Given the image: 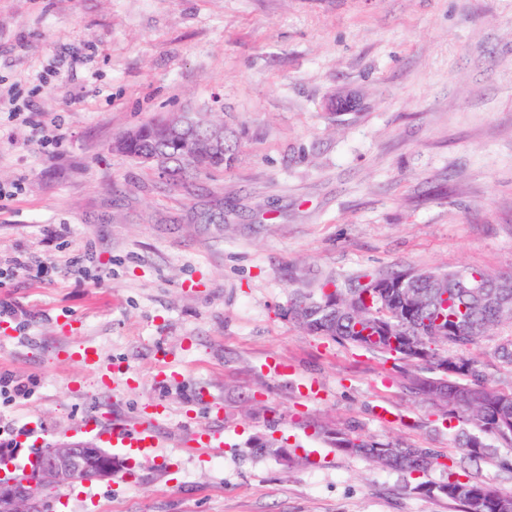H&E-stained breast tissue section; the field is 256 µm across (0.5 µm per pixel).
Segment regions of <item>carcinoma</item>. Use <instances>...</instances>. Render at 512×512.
Instances as JSON below:
<instances>
[{
    "label": "carcinoma",
    "instance_id": "cac0c4a2",
    "mask_svg": "<svg viewBox=\"0 0 512 512\" xmlns=\"http://www.w3.org/2000/svg\"><path fill=\"white\" fill-rule=\"evenodd\" d=\"M240 149L237 131L225 130L224 150L205 152L186 164L180 158L175 134L165 119L151 120L137 129V135L126 143L122 155L141 162L145 155L165 153L169 156V184L184 192H191L192 181L202 175L222 172L236 162ZM475 272L486 284L481 296L464 295L457 288L446 287L454 282L458 271L434 269L442 277L445 287L436 293L446 298H434L428 284L421 278L411 281V289L397 284L406 274L404 270L391 271L380 276L389 287L381 289L378 297L372 288L335 287L321 291L317 298L300 294L291 299L289 313L307 333L328 336L349 343L383 357L416 364H427L422 370L408 373L410 388L436 404L458 409L456 418L465 425L461 435L463 447L471 455L484 452L495 440L512 447V392L504 393L487 387L484 375L475 362L464 357L448 355V348L464 350L490 335L494 330L508 328L499 336L497 354L500 361L512 366V308H503L495 302L499 296L512 297V274L494 275L481 269L462 268ZM414 291L424 296L415 309L404 305L405 295ZM391 320L397 332L413 338L422 352L413 356L399 345H392L376 326L384 319ZM446 365L457 379L445 380L439 367ZM336 448L352 455L365 457L378 466L412 475L427 476L437 457L426 448L402 447L396 443L364 438L347 429L325 431ZM259 453L274 457L288 466L295 459L282 454L273 438L256 443ZM412 490L429 497H443L455 503L460 512H512V493L502 492L472 476L448 472L446 479L435 482L424 480Z\"/></svg>",
    "mask_w": 512,
    "mask_h": 512
}]
</instances>
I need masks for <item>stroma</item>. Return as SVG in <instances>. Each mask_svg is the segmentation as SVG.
Masks as SVG:
<instances>
[{
  "mask_svg": "<svg viewBox=\"0 0 512 512\" xmlns=\"http://www.w3.org/2000/svg\"><path fill=\"white\" fill-rule=\"evenodd\" d=\"M0 89L21 111L0 112V380L32 389L0 395V446L27 466L95 410L158 434L51 512H458L327 426L430 449L431 480L460 461L512 491V450L468 458L405 362L288 313L366 273H512V0H0ZM339 95L352 108L329 114ZM176 112L223 114L241 142L188 194L112 150ZM17 257L42 268L10 272ZM497 344L463 355L507 389Z\"/></svg>",
  "mask_w": 512,
  "mask_h": 512,
  "instance_id": "35a3bbf8",
  "label": "stroma"
}]
</instances>
